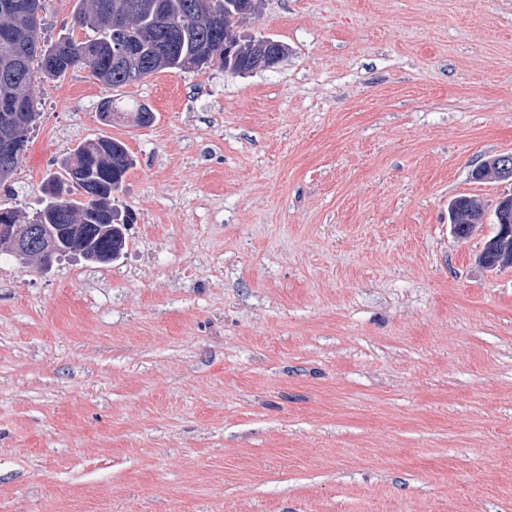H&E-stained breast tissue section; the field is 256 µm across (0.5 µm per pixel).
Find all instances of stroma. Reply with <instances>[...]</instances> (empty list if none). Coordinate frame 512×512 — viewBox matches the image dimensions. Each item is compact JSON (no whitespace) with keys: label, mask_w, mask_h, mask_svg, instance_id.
I'll return each instance as SVG.
<instances>
[{"label":"stroma","mask_w":512,"mask_h":512,"mask_svg":"<svg viewBox=\"0 0 512 512\" xmlns=\"http://www.w3.org/2000/svg\"><path fill=\"white\" fill-rule=\"evenodd\" d=\"M274 67L39 85L15 202L134 164L108 264L0 260V512H512V0H265ZM156 114L107 126L104 98ZM496 215L499 216L500 219L503 221H507L505 224H499L501 227V232L499 234L500 228H497V232L494 236H492L486 243L482 250V253L480 257L485 258V264L486 267L487 264H490L492 261L489 249H485L487 243L492 240L493 238H496L491 244L490 249L495 254L496 258L494 261L495 268L503 269V268H512V249L510 248V242L507 241V236L510 234L511 231V225L512 222L510 220V217H512V195L508 197L502 198L496 208L495 212ZM474 200L466 196H460L456 197L449 205V223L452 224L455 236L454 227L457 224L458 237L461 239H466L471 235L470 224H474L473 231L478 224H482L483 213L478 210Z\"/></svg>","instance_id":"stroma-1"}]
</instances>
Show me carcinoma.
Here are the masks:
<instances>
[{"mask_svg": "<svg viewBox=\"0 0 512 512\" xmlns=\"http://www.w3.org/2000/svg\"><path fill=\"white\" fill-rule=\"evenodd\" d=\"M21 0H0V130L15 134L19 152L27 148L30 126L20 127L14 103L34 112L35 84L58 81L80 68L105 86L119 87L141 81L161 71H200L215 64L232 66L239 73L252 68L246 44H264L288 54V47L269 37L237 35L240 19L252 0H77L74 21L93 32L77 41L63 37L43 40L44 19L35 21L16 8ZM133 166L126 145L111 137L78 145L61 161L60 172L48 186L68 179L80 181L91 195L84 202L48 193L45 205L32 215L15 208L7 211L13 224H78L80 236L67 243L62 254L78 253L89 261L99 252L117 259L127 244L128 213L119 211L114 193ZM483 213L474 199L460 196L449 205V223L458 237L471 235L470 225L482 223ZM112 228H106V225Z\"/></svg>", "mask_w": 512, "mask_h": 512, "instance_id": "carcinoma-1", "label": "carcinoma"}]
</instances>
